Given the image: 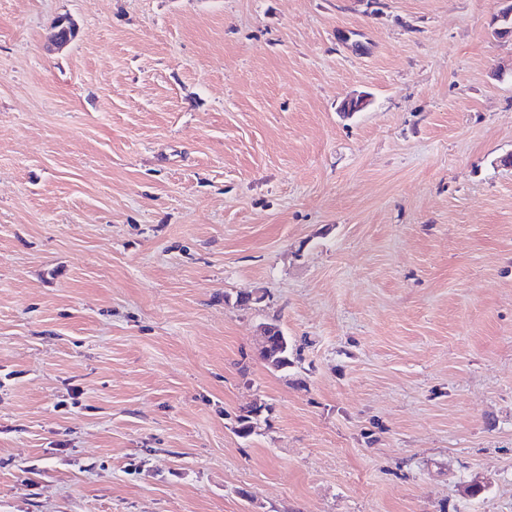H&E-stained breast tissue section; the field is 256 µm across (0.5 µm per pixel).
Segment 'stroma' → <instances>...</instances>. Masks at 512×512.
Wrapping results in <instances>:
<instances>
[{
    "label": "stroma",
    "instance_id": "35a3bbf8",
    "mask_svg": "<svg viewBox=\"0 0 512 512\" xmlns=\"http://www.w3.org/2000/svg\"><path fill=\"white\" fill-rule=\"evenodd\" d=\"M505 5L0 0V512H512ZM284 339L279 344L275 343L282 338V334L279 333V329L271 324H263L260 326V338H261V349L269 355L270 346L275 343L278 349V360L276 363L277 368L280 370L288 369L293 363L291 358L292 352L288 343L287 336L283 335ZM264 410V406L257 404L241 409L240 414L236 417L237 433L240 437L247 438L255 432L260 415Z\"/></svg>",
    "mask_w": 512,
    "mask_h": 512
}]
</instances>
